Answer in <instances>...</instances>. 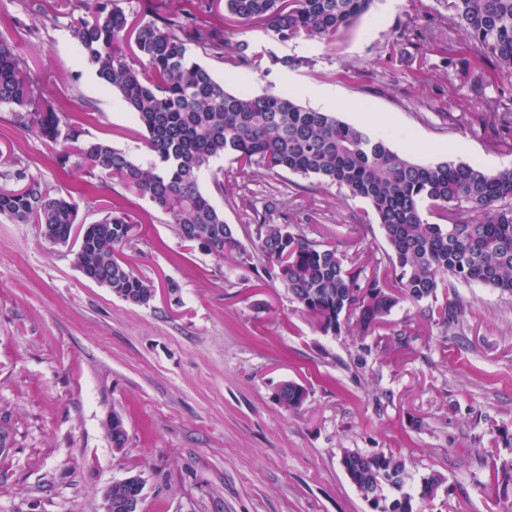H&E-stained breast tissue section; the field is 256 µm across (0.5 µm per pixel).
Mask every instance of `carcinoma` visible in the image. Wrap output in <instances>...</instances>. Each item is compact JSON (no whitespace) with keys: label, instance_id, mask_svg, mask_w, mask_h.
I'll return each mask as SVG.
<instances>
[{"label":"carcinoma","instance_id":"cac0c4a2","mask_svg":"<svg viewBox=\"0 0 512 512\" xmlns=\"http://www.w3.org/2000/svg\"><path fill=\"white\" fill-rule=\"evenodd\" d=\"M373 0H142L130 11L121 0H81L80 13L69 12L67 28L99 81L117 92L146 132L152 154L149 167L104 140L83 138L46 106L28 73V58L0 35V105L13 108L23 131L55 148L61 163H72L85 176L112 181L148 199L175 226L179 237L222 259L235 253L248 264L254 255L325 334L350 326L363 336L386 325L401 302L420 305L436 298L453 278L512 296V167L489 173L464 162L419 163L393 149L381 136L295 102L274 83L263 93L232 92L190 53L238 66L271 65L294 70L309 63L296 54L279 56L251 47L247 34L262 28L275 41L331 43L353 24ZM224 6V29L208 17ZM448 34L456 47L479 63L512 74V0H443ZM24 26L39 30L40 0H26ZM477 111L465 120L479 126L491 145L512 152V100L481 94ZM232 155L245 177L255 164L270 175L283 172L315 177L366 200L389 248L387 264L361 263L336 246L312 240L292 224L254 221V252L200 186L212 161ZM0 171V217L36 224L43 237L66 245L79 225V207L51 189L22 160ZM436 221L431 222L429 218ZM81 226V225H79ZM134 231L119 206H104L101 216L81 226L74 264L89 280L123 300L144 305L153 286L134 273L117 252ZM465 313L460 301L428 307V317L443 328ZM305 389L281 385L277 403L296 413ZM355 487L365 497L389 503L398 490L390 470L403 471L392 453L365 455L344 450L341 456ZM444 477L423 478L421 499H434ZM129 490L112 483V512H124Z\"/></svg>","mask_w":512,"mask_h":512}]
</instances>
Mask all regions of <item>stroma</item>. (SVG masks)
<instances>
[{
  "mask_svg": "<svg viewBox=\"0 0 512 512\" xmlns=\"http://www.w3.org/2000/svg\"><path fill=\"white\" fill-rule=\"evenodd\" d=\"M444 13L441 0H374L328 46L280 43L254 29L256 49L310 59L266 79L206 55L199 61L233 92L259 93L272 81L313 109L300 87L327 91L343 121L383 135L415 161L510 167L512 153L441 117L474 111L476 86L512 96V78L449 53ZM23 18L22 0H0V35L34 53L30 77L43 98L84 138L149 163L143 129L83 65L66 19L47 15L32 35ZM425 27L434 38L413 41ZM402 33V60L382 66ZM412 63L428 71L427 82L408 80ZM14 157L71 194L82 223L97 220L102 205L123 204L136 226L118 256L154 296L145 305L115 296L85 278L70 247L50 244L36 225L0 218V433L8 437L0 512H102V489L130 476L143 482L138 512H372L340 465L347 448L400 456L412 494L440 472L445 481L425 512L512 507V482H489L487 467L491 458L512 463L503 442L512 438V296L455 280L437 292L438 304L467 307L450 329L404 302L389 330L327 335L262 259L215 258L184 242L147 199L109 183L86 189L81 171L59 168L51 149L0 106V158ZM220 165L223 188L207 173L201 188L245 248L253 246L252 219L277 198L286 206L275 223L340 248L352 241L371 261L386 260L379 224L364 221V200L288 172L260 169L242 182L235 162ZM288 381L307 391L296 414L275 400ZM115 413L127 432L120 451L106 427Z\"/></svg>",
  "mask_w": 512,
  "mask_h": 512,
  "instance_id": "35a3bbf8",
  "label": "stroma"
}]
</instances>
